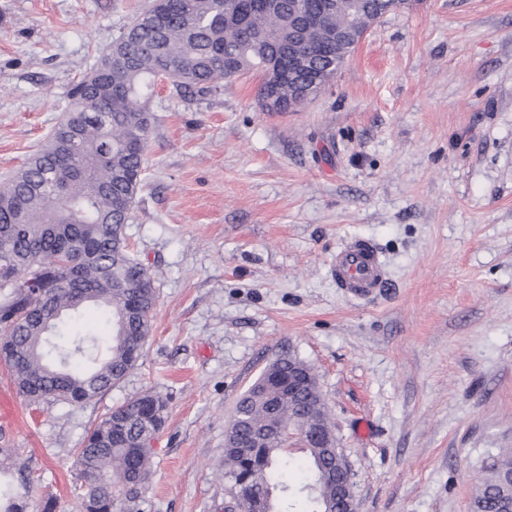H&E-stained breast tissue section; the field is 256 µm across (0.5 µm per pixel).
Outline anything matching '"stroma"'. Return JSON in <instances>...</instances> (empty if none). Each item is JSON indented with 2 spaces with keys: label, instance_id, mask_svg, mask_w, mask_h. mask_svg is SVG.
<instances>
[{
  "label": "stroma",
  "instance_id": "stroma-1",
  "mask_svg": "<svg viewBox=\"0 0 512 512\" xmlns=\"http://www.w3.org/2000/svg\"><path fill=\"white\" fill-rule=\"evenodd\" d=\"M151 3L0 0V183ZM259 85L154 88L126 226L157 289L138 365L84 406L35 408L0 364L29 505L80 512L89 429L151 391L168 411L143 512H226L224 432L288 354L318 375L358 512H469L482 461L512 448V0H409L296 111H264ZM353 238L387 271L372 301L331 275Z\"/></svg>",
  "mask_w": 512,
  "mask_h": 512
}]
</instances>
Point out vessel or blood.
Masks as SVG:
<instances>
[{
    "instance_id": "obj_1",
    "label": "vessel or blood",
    "mask_w": 512,
    "mask_h": 512,
    "mask_svg": "<svg viewBox=\"0 0 512 512\" xmlns=\"http://www.w3.org/2000/svg\"><path fill=\"white\" fill-rule=\"evenodd\" d=\"M331 275L345 295L364 297L384 287L386 271L375 245L353 239L337 250Z\"/></svg>"
}]
</instances>
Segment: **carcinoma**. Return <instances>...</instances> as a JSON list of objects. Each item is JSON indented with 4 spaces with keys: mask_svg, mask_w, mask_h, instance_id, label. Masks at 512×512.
<instances>
[{
    "mask_svg": "<svg viewBox=\"0 0 512 512\" xmlns=\"http://www.w3.org/2000/svg\"><path fill=\"white\" fill-rule=\"evenodd\" d=\"M379 0H238L233 19L225 0H155L98 58L73 91L94 78L102 93L81 112L66 108L47 143L0 187V361L30 405L53 399L82 406L123 380L138 365L151 331L157 292L152 274L132 254L126 224L144 172L151 130L147 90L160 74L179 88L210 94L222 81L258 71L278 53L310 55L307 83L315 96L337 73L345 51L335 32L357 11L376 19ZM310 17L294 26L293 15ZM297 84L267 79L258 98L268 112L288 111ZM106 312L105 341L66 332L81 309ZM302 381L298 393L288 381ZM158 394L132 397L89 432L75 470L83 512H141V489L151 469L149 442L165 423ZM331 430L328 407L313 368L292 356L270 362L237 401L224 453V476L245 507L290 512L303 496L308 512H331L344 457L321 440L303 444L291 464L285 449L294 433ZM244 447L237 448L235 444ZM0 448V512H26L15 485L28 474L9 466ZM302 474L300 485L288 472ZM512 448L480 467L470 512H502L512 502Z\"/></svg>",
    "mask_w": 512,
    "mask_h": 512,
    "instance_id": "1",
    "label": "carcinoma"
}]
</instances>
